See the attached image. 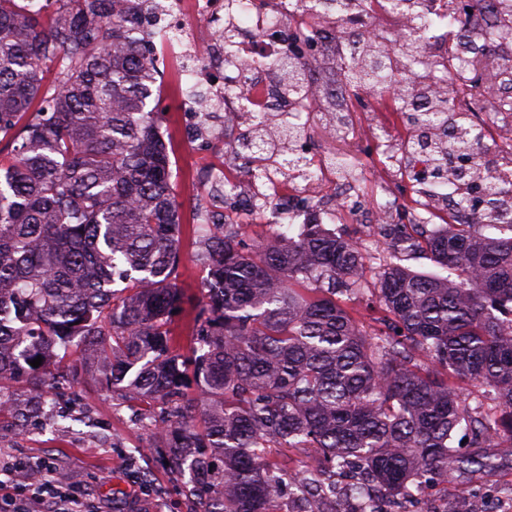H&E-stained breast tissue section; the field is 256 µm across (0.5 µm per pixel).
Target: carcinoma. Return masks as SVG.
<instances>
[{"label":"carcinoma","mask_w":512,"mask_h":512,"mask_svg":"<svg viewBox=\"0 0 512 512\" xmlns=\"http://www.w3.org/2000/svg\"><path fill=\"white\" fill-rule=\"evenodd\" d=\"M0 0V417L19 429L41 415L49 388L71 379L149 407L169 468L189 475L200 512H286L285 494L336 490V473L359 468L390 500L467 475L488 483L512 448V223L454 219L391 239L377 293L382 316L361 328L349 308L368 291V251L317 219L280 224L248 245L245 225L197 234L206 276L195 307L191 354L172 351L173 311L183 293L179 204L165 142L146 110L157 68L151 34L127 0ZM303 12L336 19L352 44L339 76L354 90L381 89L405 130L387 166L418 161L448 185L457 152L482 153L484 110L498 71L460 52L459 0L440 52L427 32L437 16L410 14L404 43L379 32L367 43L352 15H398L407 0H299ZM512 40V4L495 15ZM301 96L310 63L288 52L273 63ZM54 70V81L44 73ZM452 79V98L420 110L416 77ZM306 112H261L241 144L243 172L306 177L274 160L282 141L305 137ZM424 253L445 277L402 264ZM42 358L34 368L30 361ZM487 389L498 413L485 408ZM474 451L458 454V431ZM310 448L287 470L268 449Z\"/></svg>","instance_id":"1"}]
</instances>
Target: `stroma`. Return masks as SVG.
<instances>
[{"label":"stroma","mask_w":512,"mask_h":512,"mask_svg":"<svg viewBox=\"0 0 512 512\" xmlns=\"http://www.w3.org/2000/svg\"><path fill=\"white\" fill-rule=\"evenodd\" d=\"M165 91L149 103L171 147V181L178 194L182 238L181 285L185 300L174 315L175 348L188 353L193 345L194 306L202 296L203 273L193 261L196 250L193 229L209 201L207 187L191 194L197 174L215 155L214 146L193 147L185 139L182 101L189 85L181 81L175 63H168ZM336 228L346 230L374 256L364 277L375 282L379 258L386 248L374 225L365 223L353 209H337ZM53 416H41L0 443V455L42 460L52 464L61 485L75 490L91 512H198L195 500L184 491L185 481L170 473L161 455L152 448V426L106 390H92L71 383L55 398ZM497 496L512 495V468L502 467L486 486L457 480L431 488L428 499L465 504L479 490Z\"/></svg>","instance_id":"1"}]
</instances>
